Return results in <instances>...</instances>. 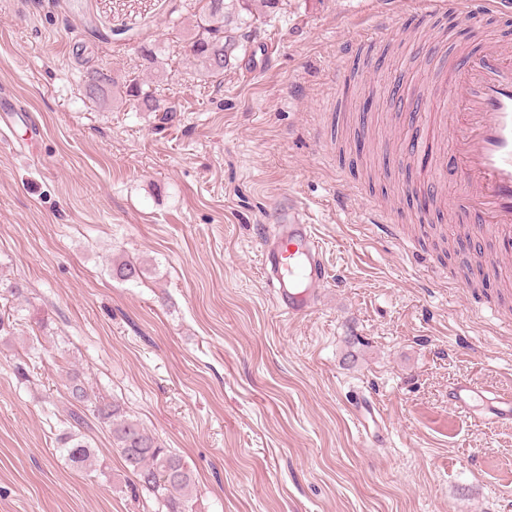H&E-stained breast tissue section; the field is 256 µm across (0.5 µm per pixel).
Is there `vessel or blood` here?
I'll list each match as a JSON object with an SVG mask.
<instances>
[{
  "mask_svg": "<svg viewBox=\"0 0 512 512\" xmlns=\"http://www.w3.org/2000/svg\"><path fill=\"white\" fill-rule=\"evenodd\" d=\"M418 5L425 16L457 14L473 27L489 17L512 15V0H418ZM448 70L446 96L453 107L455 140L449 158L439 162L437 180L425 193L438 197L440 182L458 178L461 189L449 204L454 223L492 228L502 254L512 256V37L499 33L481 49L455 52ZM361 221L388 237L399 236L388 209L365 207ZM275 229L274 236L262 241L265 282L285 310L295 315L314 301L313 290L327 281L328 273L304 208L289 202ZM475 397L485 407L487 422L512 424L511 391L457 386L448 391V405L466 410ZM353 405L368 425L364 441L372 447L385 444L372 396L357 394Z\"/></svg>",
  "mask_w": 512,
  "mask_h": 512,
  "instance_id": "b4317fda",
  "label": "vessel or blood"
}]
</instances>
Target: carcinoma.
<instances>
[{
    "instance_id": "carcinoma-1",
    "label": "carcinoma",
    "mask_w": 512,
    "mask_h": 512,
    "mask_svg": "<svg viewBox=\"0 0 512 512\" xmlns=\"http://www.w3.org/2000/svg\"><path fill=\"white\" fill-rule=\"evenodd\" d=\"M257 3L262 7H276V0H188L182 5L186 12L188 43L195 46L193 57L207 76H224V70L237 58L241 35L234 21L243 11L253 13ZM108 81V88L90 99L108 107L112 105L113 95L122 94L141 101L150 112L160 111L151 105L155 89L150 83L133 80L121 85L111 75ZM110 271L113 277L128 281L138 278L140 269L131 262H121L111 266ZM69 393L77 403L76 409L69 413L72 426L83 427L88 413L107 424L113 445L127 467L165 512H193L195 480L182 457L158 445L138 423L124 418L118 406L91 398L76 376L70 378ZM61 451L74 468L96 471L95 449L85 436L76 432L67 434L61 439Z\"/></svg>"
}]
</instances>
